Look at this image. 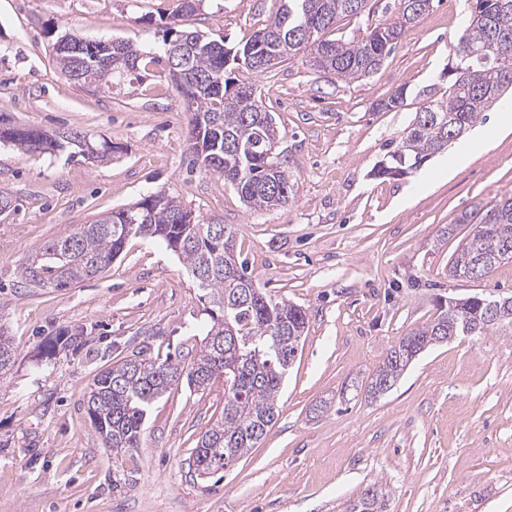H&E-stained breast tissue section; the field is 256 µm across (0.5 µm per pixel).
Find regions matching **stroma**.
<instances>
[{
  "mask_svg": "<svg viewBox=\"0 0 512 512\" xmlns=\"http://www.w3.org/2000/svg\"><path fill=\"white\" fill-rule=\"evenodd\" d=\"M280 0H0V126L72 129L112 141L105 161L26 156L0 143V326L15 363L0 376V512H343L368 484L387 512H512V333L491 327L436 344L387 394L367 385L389 349L437 315V297L512 294V262L460 282L448 262L472 231L466 212L512 198V102L465 135L467 158L440 153L399 179L373 170L441 82L471 0H434L380 70L339 81L301 59L253 82L275 118L293 183L283 208L252 211L201 171L188 116L163 66L112 95L66 81L52 32L125 39L160 53L171 17L227 46L244 43ZM402 107L379 103L400 85ZM167 189L202 222L236 234L259 288L303 306L308 323L267 437L196 478L191 448L224 409V383L178 384L150 410L133 455L115 459L84 410L103 368L143 353L190 364L209 318L191 275L160 241L130 239L111 268L68 288L16 287L22 260L76 225ZM83 333L79 352L42 354ZM132 474L133 483L115 488Z\"/></svg>",
  "mask_w": 512,
  "mask_h": 512,
  "instance_id": "1",
  "label": "stroma"
}]
</instances>
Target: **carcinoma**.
<instances>
[{
	"instance_id": "1",
	"label": "carcinoma",
	"mask_w": 512,
	"mask_h": 512,
	"mask_svg": "<svg viewBox=\"0 0 512 512\" xmlns=\"http://www.w3.org/2000/svg\"><path fill=\"white\" fill-rule=\"evenodd\" d=\"M371 0H281V6L238 48L180 28L172 18L164 40V58L134 49L135 63L102 64L91 54H55L60 74L81 86L122 90L142 80L151 63L170 61L173 44L192 35L201 40L192 55L190 76L180 89L189 114V149L199 165L230 183L251 210L283 207L290 202L292 184L288 161L276 160L269 125L274 118L256 95V88L237 73L260 75L297 57L319 72L350 81L376 73L406 30L433 7V0H398V20L379 21L364 34L330 38L343 19L366 12ZM450 61L461 73L448 76L447 86L432 85L416 93L423 105L400 140L386 154L377 174L398 177L422 166L462 137L483 113L490 111L512 87V0H475L466 27L451 44ZM207 101L209 119H199L196 97ZM0 139L25 155L60 151L74 146L82 154L86 135L62 131L53 147L42 145V132L9 128ZM462 224L475 225L471 238L454 253L451 276L486 277L512 262V198L503 200ZM221 232L192 218L177 197L157 190L134 204L80 224L73 233L49 242L23 262L21 283L33 287L67 288L101 275L120 256L130 238H158L183 263L202 291L210 317L204 345L193 362H157L140 355L100 371L89 387L85 412L102 437L104 447L119 458L139 448L150 407L171 386L186 379L196 390L224 378V410L192 448V468L204 479L231 465L261 443L279 415L277 397L283 378L295 360L307 325L300 306L275 298L259 288L235 253V235L224 224ZM464 312L448 307L425 325L410 331L392 346L367 386L376 398L396 384L413 359L436 343L463 334ZM468 333L500 326L512 332V301L495 317L470 311ZM80 334L44 343L50 355L78 350ZM14 365L10 338L0 329V376ZM346 512H386L385 493L376 484L365 487Z\"/></svg>"
}]
</instances>
